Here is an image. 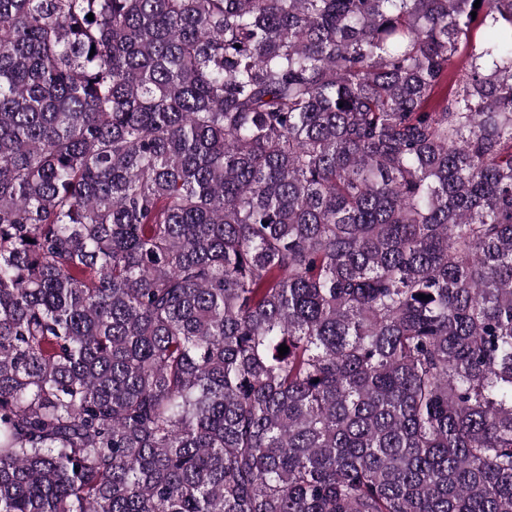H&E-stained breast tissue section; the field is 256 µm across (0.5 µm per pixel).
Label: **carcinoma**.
Wrapping results in <instances>:
<instances>
[{"label":"carcinoma","instance_id":"cac0c4a2","mask_svg":"<svg viewBox=\"0 0 512 512\" xmlns=\"http://www.w3.org/2000/svg\"><path fill=\"white\" fill-rule=\"evenodd\" d=\"M475 2L0 0V512H512Z\"/></svg>","mask_w":512,"mask_h":512}]
</instances>
